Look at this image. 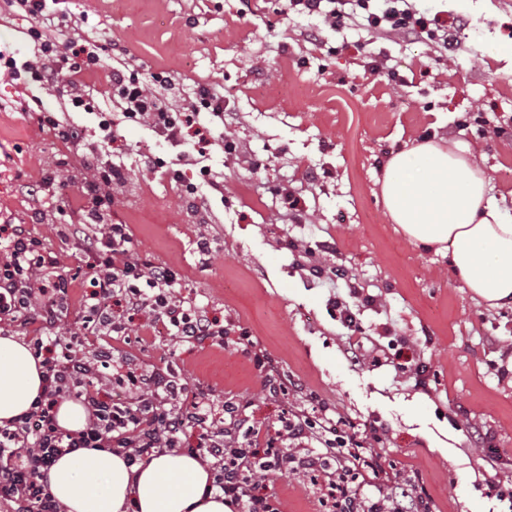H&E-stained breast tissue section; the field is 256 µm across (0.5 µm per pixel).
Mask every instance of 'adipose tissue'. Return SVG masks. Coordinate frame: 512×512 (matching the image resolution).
<instances>
[{"label": "adipose tissue", "instance_id": "1", "mask_svg": "<svg viewBox=\"0 0 512 512\" xmlns=\"http://www.w3.org/2000/svg\"><path fill=\"white\" fill-rule=\"evenodd\" d=\"M386 215L416 245L447 253L455 277L492 308H512V222L491 194L490 177L462 141H423L385 164ZM28 347L0 336V422L28 411L42 388ZM210 474L198 458L168 451L135 465L83 448L48 473L64 512H230L205 495Z\"/></svg>", "mask_w": 512, "mask_h": 512}]
</instances>
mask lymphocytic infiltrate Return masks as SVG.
<instances>
[{
    "instance_id": "f902f5d3",
    "label": "lymphocytic infiltrate",
    "mask_w": 512,
    "mask_h": 512,
    "mask_svg": "<svg viewBox=\"0 0 512 512\" xmlns=\"http://www.w3.org/2000/svg\"><path fill=\"white\" fill-rule=\"evenodd\" d=\"M10 10L27 17L34 47L24 60L0 55V76L31 79L44 92L64 97L71 110L99 115V152L109 153L113 128L126 122L151 128L181 153L171 180L182 179L185 165L199 167L209 177L208 159L215 144L201 113L220 118L224 100L203 84L189 105L171 102L178 86L155 73L140 77L127 63L113 66L109 89L119 115L97 109L95 100L76 79L101 65V44L89 37L76 42L55 37L43 27L47 17L65 19L61 0H6ZM290 10L317 16L333 29L361 18L373 34L449 44L448 23L420 15L406 0H288ZM96 181L85 182L87 206L77 218L65 221L63 235L89 257L91 291L85 305L84 327L100 336L122 333L134 320L163 328L187 343L224 341V322L195 302L177 297L178 273L140 257L132 247L126 225L113 223L110 193L102 182L123 183L124 170L112 163H91ZM71 279L57 256L27 224H0V327L38 326L29 345L44 368V388L29 412L0 424V502L10 512H63L50 491L47 475L63 455L81 448H100L125 454L135 464L146 457L181 447V433L199 428L192 448L212 474L209 492L222 495L230 512H282L264 494L257 474L283 469L315 481L321 512H423V499L410 501L388 492V473L382 466V440L377 425L356 427L335 418L326 408L300 409L281 421L276 437H267L252 423L246 408L216 402L210 390L188 389L169 368L138 370L114 361L110 348L87 349L78 334H65L63 319ZM128 389L124 401H113V383ZM79 401L88 413L85 428L62 430L56 419L61 398Z\"/></svg>"
}]
</instances>
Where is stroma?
<instances>
[{
    "label": "stroma",
    "mask_w": 512,
    "mask_h": 512,
    "mask_svg": "<svg viewBox=\"0 0 512 512\" xmlns=\"http://www.w3.org/2000/svg\"><path fill=\"white\" fill-rule=\"evenodd\" d=\"M417 6L452 24L453 52L412 39L371 40L357 26L336 32L319 17L289 12L286 0H66L68 37L101 31L112 43L103 69L80 78L95 99L104 96L118 50L142 74L163 71L223 96L233 115L225 131L244 148L212 154L223 194L191 207L163 171L144 169L175 149L147 127L123 124L112 161L127 177L112 217L129 225L136 252L180 274V295L196 297L273 356L288 392L268 396L231 341L188 344L134 324L112 348L137 368L172 366L216 400L249 402L255 419L274 430L289 406L316 394L353 422L383 425L393 484L431 498L435 512H504L486 481L512 486V308H488L455 278L447 256L391 224L377 181L387 160L416 141H465L512 215V56L497 51L512 45V0ZM29 27L0 0V53L29 54ZM376 57L383 65L374 73ZM391 70L399 81L388 78ZM31 95L0 79V222L32 224L59 255L72 279L67 320L78 332L88 274L59 222L85 204L84 159L95 139L75 146L39 127ZM265 156L270 167L251 174L250 159ZM51 173L64 184L49 204L29 190ZM300 185L306 212L294 224L274 190ZM290 237L334 240L336 254L322 262L341 264L362 294L376 298L360 308L367 335L385 354L409 355L427 389L372 356L352 362L345 331L330 315L331 299L349 290L312 281L307 257L285 247ZM203 238L207 256L198 249ZM264 491L283 512H319L302 477L271 474Z\"/></svg>",
    "instance_id": "obj_1"
}]
</instances>
